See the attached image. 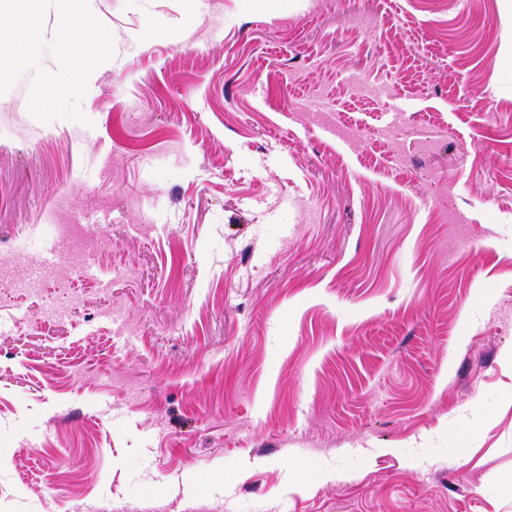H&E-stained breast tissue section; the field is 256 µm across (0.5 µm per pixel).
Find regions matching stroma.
<instances>
[{
	"mask_svg": "<svg viewBox=\"0 0 512 512\" xmlns=\"http://www.w3.org/2000/svg\"><path fill=\"white\" fill-rule=\"evenodd\" d=\"M90 9L87 124L0 95V512H512L504 0Z\"/></svg>",
	"mask_w": 512,
	"mask_h": 512,
	"instance_id": "1",
	"label": "stroma"
}]
</instances>
